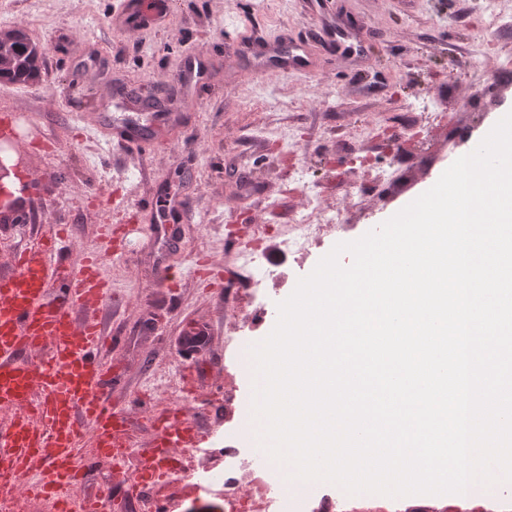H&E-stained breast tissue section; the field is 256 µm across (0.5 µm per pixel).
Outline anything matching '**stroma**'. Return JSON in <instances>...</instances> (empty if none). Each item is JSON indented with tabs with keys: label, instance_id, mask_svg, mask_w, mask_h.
Returning a JSON list of instances; mask_svg holds the SVG:
<instances>
[{
	"label": "stroma",
	"instance_id": "obj_1",
	"mask_svg": "<svg viewBox=\"0 0 512 512\" xmlns=\"http://www.w3.org/2000/svg\"><path fill=\"white\" fill-rule=\"evenodd\" d=\"M492 0H171L160 23L131 22L123 0H0V28L20 29L45 51L38 81H0V115L14 117L24 198L43 227L70 226L66 254H103L115 299L105 318L120 383L112 403L126 415L137 450L149 447L156 410L200 404L223 411L224 386L238 388L241 434L252 385L239 360H225L229 315L238 305L207 287L200 267L235 272L251 227L270 230L268 255L285 278L277 304L335 244L376 229L471 152L502 112L512 111V16L492 20ZM349 34L331 47L322 26ZM307 41L309 65L293 72L232 56L241 38ZM487 38L475 59L471 43ZM207 63L169 97L184 58ZM436 112L423 110V103ZM125 120L151 130L128 145L113 140ZM294 148L284 154L281 135ZM177 185L187 211L178 243L154 239L161 205ZM343 213L304 258L285 257L278 236L293 216L316 208ZM127 225L119 255L98 237L106 221ZM171 270L169 286L156 276ZM350 512L448 506L444 495L377 496L364 501L321 482Z\"/></svg>",
	"mask_w": 512,
	"mask_h": 512
}]
</instances>
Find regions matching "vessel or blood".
Instances as JSON below:
<instances>
[{
    "label": "vessel or blood",
    "instance_id": "obj_1",
    "mask_svg": "<svg viewBox=\"0 0 512 512\" xmlns=\"http://www.w3.org/2000/svg\"><path fill=\"white\" fill-rule=\"evenodd\" d=\"M137 23L159 20L163 0H127ZM56 228L37 231L35 243L15 253L13 270L0 276V499L17 490L100 512L99 499L74 504L71 490L86 470L77 459L89 431L95 461L120 467L127 456L123 412L112 406L117 380L103 359L112 343L90 311L112 301L101 258L78 265L62 260ZM199 435L197 419H172L153 440L184 448Z\"/></svg>",
    "mask_w": 512,
    "mask_h": 512
}]
</instances>
